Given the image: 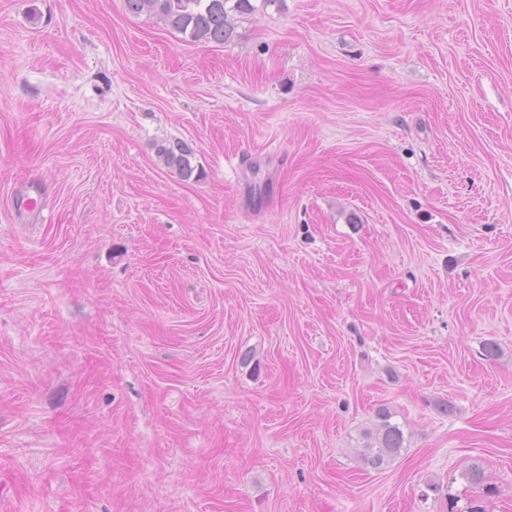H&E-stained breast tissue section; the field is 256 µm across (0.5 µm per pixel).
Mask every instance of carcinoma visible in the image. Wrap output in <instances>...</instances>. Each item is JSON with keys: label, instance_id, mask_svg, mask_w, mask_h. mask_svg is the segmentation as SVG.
Returning a JSON list of instances; mask_svg holds the SVG:
<instances>
[{"label": "carcinoma", "instance_id": "obj_1", "mask_svg": "<svg viewBox=\"0 0 512 512\" xmlns=\"http://www.w3.org/2000/svg\"><path fill=\"white\" fill-rule=\"evenodd\" d=\"M230 1L234 2L231 7L227 6ZM124 7L132 15L148 13L158 17L165 26L185 35L189 42L218 44L233 36L229 12L253 9L251 0H124ZM157 156L164 167L183 181L200 175L198 167L193 165V151L182 143L158 144ZM392 418L387 408H379L376 428L365 430L360 436L357 455L372 469H382L404 448V431Z\"/></svg>", "mask_w": 512, "mask_h": 512}]
</instances>
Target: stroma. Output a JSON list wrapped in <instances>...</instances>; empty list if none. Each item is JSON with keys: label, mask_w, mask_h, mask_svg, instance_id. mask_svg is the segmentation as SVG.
<instances>
[{"label": "stroma", "mask_w": 512, "mask_h": 512, "mask_svg": "<svg viewBox=\"0 0 512 512\" xmlns=\"http://www.w3.org/2000/svg\"><path fill=\"white\" fill-rule=\"evenodd\" d=\"M251 2L0 0V512H512V0ZM233 1L229 10L230 0H124V7L136 16L153 14L189 42L224 44L234 33L229 12L244 13L254 8L251 0ZM157 156L164 167L183 181H187L193 176L199 177L201 173L198 167L193 165V151L182 143L162 142L158 144ZM392 418L393 414L387 408L380 407L375 430L362 432L357 455L365 466L380 470L404 448V431L398 423L391 421Z\"/></svg>", "instance_id": "obj_1"}]
</instances>
